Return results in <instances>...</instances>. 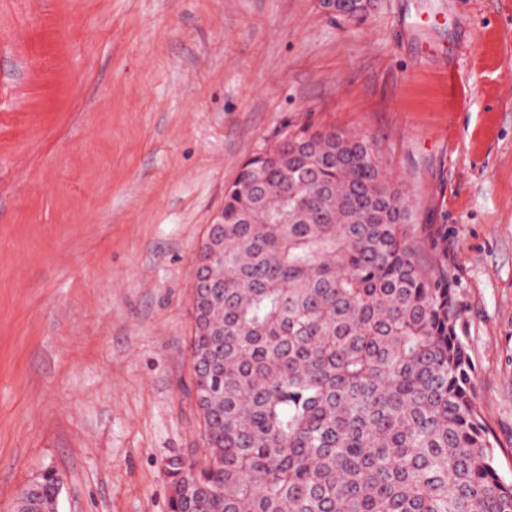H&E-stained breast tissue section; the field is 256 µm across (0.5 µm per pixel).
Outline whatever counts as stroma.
<instances>
[{"mask_svg": "<svg viewBox=\"0 0 512 512\" xmlns=\"http://www.w3.org/2000/svg\"><path fill=\"white\" fill-rule=\"evenodd\" d=\"M355 133L448 227L495 464L512 480V0H0V512H168L203 456L191 259L243 162ZM336 1L338 0H320V4L323 9H325L330 14L336 13ZM362 1L365 0H342L340 2H345V5L340 8L339 12L336 15L346 18L351 21H361L368 14L369 9H365L362 6ZM349 14V17H347ZM53 467H48L41 472L43 473L37 480L30 483L25 492L17 496L15 512H57L58 493L61 484L60 472ZM48 471V472H47Z\"/></svg>", "mask_w": 512, "mask_h": 512, "instance_id": "obj_1", "label": "stroma"}]
</instances>
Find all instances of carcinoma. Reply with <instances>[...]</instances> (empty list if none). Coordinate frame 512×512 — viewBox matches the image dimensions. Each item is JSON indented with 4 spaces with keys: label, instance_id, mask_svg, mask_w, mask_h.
<instances>
[{
    "label": "carcinoma",
    "instance_id": "1",
    "mask_svg": "<svg viewBox=\"0 0 512 512\" xmlns=\"http://www.w3.org/2000/svg\"><path fill=\"white\" fill-rule=\"evenodd\" d=\"M338 16L361 21L362 0ZM248 159L198 261L205 465L169 459V512H512L448 283V225L344 131ZM429 244L425 268L414 243ZM61 473L15 512H56Z\"/></svg>",
    "mask_w": 512,
    "mask_h": 512
}]
</instances>
